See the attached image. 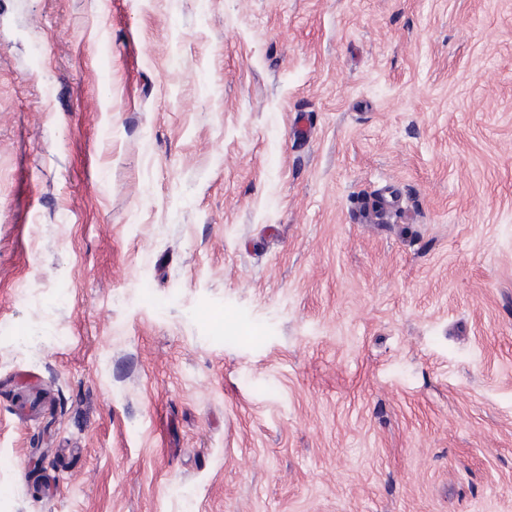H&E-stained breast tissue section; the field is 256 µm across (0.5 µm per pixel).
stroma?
I'll list each match as a JSON object with an SVG mask.
<instances>
[{
	"label": "stroma",
	"mask_w": 512,
	"mask_h": 512,
	"mask_svg": "<svg viewBox=\"0 0 512 512\" xmlns=\"http://www.w3.org/2000/svg\"><path fill=\"white\" fill-rule=\"evenodd\" d=\"M0 512H512V0H0Z\"/></svg>",
	"instance_id": "stroma-1"
}]
</instances>
